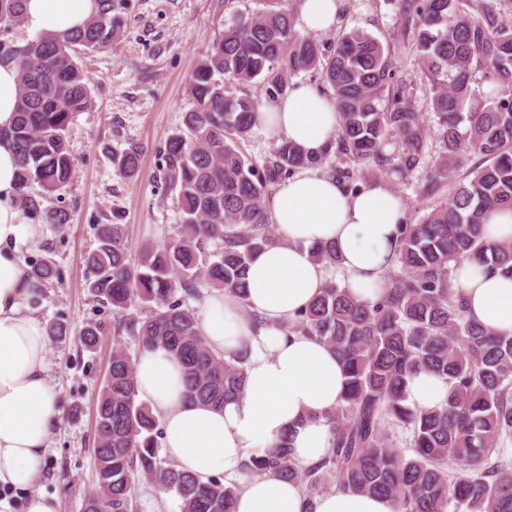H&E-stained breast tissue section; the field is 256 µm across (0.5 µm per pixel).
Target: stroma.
<instances>
[{
    "instance_id": "stroma-1",
    "label": "stroma",
    "mask_w": 512,
    "mask_h": 512,
    "mask_svg": "<svg viewBox=\"0 0 512 512\" xmlns=\"http://www.w3.org/2000/svg\"><path fill=\"white\" fill-rule=\"evenodd\" d=\"M123 18L121 36L111 47L81 55L91 79L93 103L71 121L67 138L76 172L63 190L45 196L44 206L68 211V224H45L41 235L23 248L27 262L51 258L62 272L45 286L37 308L45 323L67 325L66 337L49 338L52 374L62 416L47 451L43 492L56 499L59 512H84L95 483V412L115 340L117 315L87 288L84 255L100 224L127 228L128 247L144 242L164 244L180 222L173 198L166 193L162 150L169 134L182 125L190 107L188 84L230 19L251 17L287 6L298 12L299 0H114ZM366 29L392 47V66L409 83L411 102L425 116L427 154L404 178L389 177L402 197L406 221L415 224L431 206L445 201L449 187L433 196L422 189L441 147L431 111V96L412 42L404 35L394 0H347L335 31L314 35L321 47L333 45L341 30ZM134 140L143 147L138 173L130 179L112 164L114 150ZM89 322L102 325L94 349L85 348L79 333Z\"/></svg>"
}]
</instances>
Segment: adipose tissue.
I'll use <instances>...</instances> for the list:
<instances>
[{
	"mask_svg": "<svg viewBox=\"0 0 512 512\" xmlns=\"http://www.w3.org/2000/svg\"><path fill=\"white\" fill-rule=\"evenodd\" d=\"M345 0H300L304 30L334 29ZM94 0H25L22 21L32 32L60 33L83 26L96 13ZM262 130L274 132L312 156L335 139L340 117L333 101L298 84L263 105ZM12 145L0 141V487L27 495L26 512H57L40 489L51 437L61 420L48 370L47 331L29 304L38 288L21 252L39 229L24 223ZM279 243L256 252L246 274L248 296L238 302L208 291L197 316L210 347L224 356L249 348L242 396L217 409L189 401L183 369L168 351L143 350L136 361L137 396L161 424V446L179 469L199 479L233 481L248 455L288 436L302 465L318 462L332 446L330 413L341 403L345 378L336 355L317 338L290 331L297 312L325 282L310 252L335 244L344 284L365 300L375 299L395 255L405 221L401 197L384 181L347 191L320 167H307L282 182L267 202ZM455 291L467 316L512 333V277L465 260ZM261 326H254L253 317ZM445 379L421 372L407 387V403L419 409L445 406ZM299 483L263 476L242 483L236 512H305ZM316 512H393L388 499L333 490Z\"/></svg>",
	"mask_w": 512,
	"mask_h": 512,
	"instance_id": "obj_1",
	"label": "adipose tissue"
}]
</instances>
